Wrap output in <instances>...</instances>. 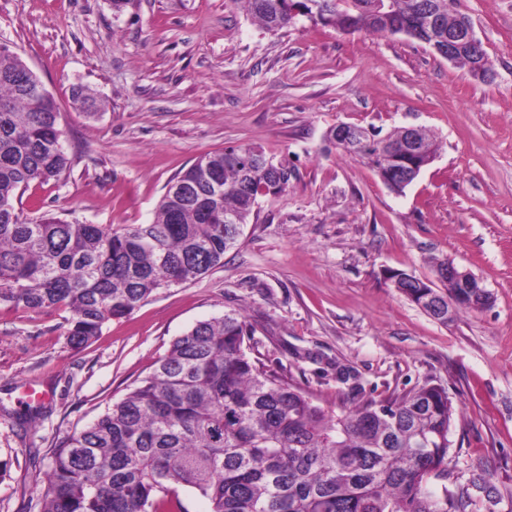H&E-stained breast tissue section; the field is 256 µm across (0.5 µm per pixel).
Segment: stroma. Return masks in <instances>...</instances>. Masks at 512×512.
<instances>
[{
    "label": "stroma",
    "instance_id": "obj_1",
    "mask_svg": "<svg viewBox=\"0 0 512 512\" xmlns=\"http://www.w3.org/2000/svg\"><path fill=\"white\" fill-rule=\"evenodd\" d=\"M493 76L405 35L299 19L262 29L241 0H0V44L55 98L70 168L25 215L148 224L206 153L257 145L295 172L258 200L224 264L159 290L81 349L66 311L0 307V512H40L52 449L148 376L177 336L241 309L252 353L322 405L444 387L449 483L487 474L512 512V0H455ZM90 96L73 100L74 87ZM339 123L428 130L436 160L405 194L326 148ZM451 258L490 306L440 324L386 278Z\"/></svg>",
    "mask_w": 512,
    "mask_h": 512
}]
</instances>
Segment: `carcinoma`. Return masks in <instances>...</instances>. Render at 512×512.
Listing matches in <instances>:
<instances>
[{
	"label": "carcinoma",
	"instance_id": "obj_1",
	"mask_svg": "<svg viewBox=\"0 0 512 512\" xmlns=\"http://www.w3.org/2000/svg\"><path fill=\"white\" fill-rule=\"evenodd\" d=\"M268 32L288 28L303 9L315 25L347 33L406 35L448 51V32L469 25L448 0H242ZM454 62L485 82L483 48L464 45ZM21 57L0 53V305L64 308L68 340L89 345L113 318L131 314L155 292L201 278L237 246L269 175L252 165L271 156L261 146L207 153L170 182L218 177L220 197L174 214L171 190L150 224L114 229L53 216L28 219L16 208L33 184L58 180L70 167L54 97L38 92ZM414 138L437 154L425 130L371 128L351 146L328 142L365 162L402 194L428 166L392 146ZM231 213L210 220L203 209ZM402 295L448 323L444 289L403 271L389 272ZM458 307L489 305L483 288H454ZM251 328L239 311L201 321L174 339L150 376L51 452L41 512H166L173 486L206 498L210 512H465L473 493L486 512L501 496L484 475L448 487L455 413L448 391L423 386L402 396L364 400L339 413L281 380L244 344Z\"/></svg>",
	"mask_w": 512,
	"mask_h": 512
}]
</instances>
